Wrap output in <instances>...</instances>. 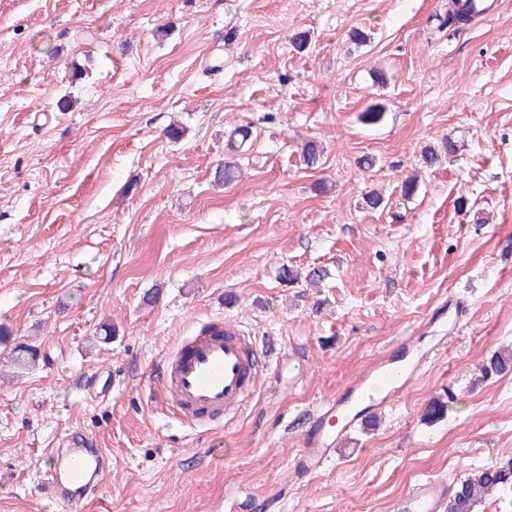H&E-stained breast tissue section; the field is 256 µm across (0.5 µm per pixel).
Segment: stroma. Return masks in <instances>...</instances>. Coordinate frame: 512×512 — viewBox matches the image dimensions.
<instances>
[{"label": "stroma", "instance_id": "obj_1", "mask_svg": "<svg viewBox=\"0 0 512 512\" xmlns=\"http://www.w3.org/2000/svg\"><path fill=\"white\" fill-rule=\"evenodd\" d=\"M447 11L0 0V512H69L46 487L74 432L112 460L81 512H400L421 477L512 457V372L473 383L512 349V0L451 38ZM239 126L252 135L233 155ZM306 139L323 148L311 168ZM447 139L456 154L424 166ZM232 157L240 178L214 187ZM284 266L330 275L306 288ZM458 301L464 320L427 325ZM225 316L272 351L275 379L200 433L171 411L159 362ZM397 339L438 354L319 474L297 475L307 410ZM23 342L39 359L17 375L6 359Z\"/></svg>", "mask_w": 512, "mask_h": 512}]
</instances>
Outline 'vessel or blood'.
Here are the masks:
<instances>
[{
  "instance_id": "b4317fda",
  "label": "vessel or blood",
  "mask_w": 512,
  "mask_h": 512,
  "mask_svg": "<svg viewBox=\"0 0 512 512\" xmlns=\"http://www.w3.org/2000/svg\"><path fill=\"white\" fill-rule=\"evenodd\" d=\"M422 362V355L406 357L390 351L342 394L323 402L295 461L301 474L324 467L335 441L355 425L360 411L392 405ZM162 376L173 413L183 425L200 429L211 422L229 426L236 421L258 391L261 367L251 337L236 319L228 318L201 325L188 344L167 353ZM67 441L49 487L55 498L78 507L99 490L109 456L78 434H69ZM447 497L443 481L424 477L412 486L402 512H441Z\"/></svg>"
}]
</instances>
